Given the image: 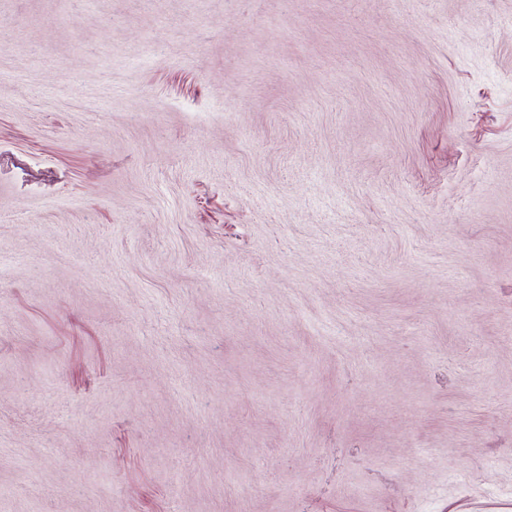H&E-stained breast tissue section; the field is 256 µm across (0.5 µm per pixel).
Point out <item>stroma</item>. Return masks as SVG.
Wrapping results in <instances>:
<instances>
[{"label":"stroma","mask_w":512,"mask_h":512,"mask_svg":"<svg viewBox=\"0 0 512 512\" xmlns=\"http://www.w3.org/2000/svg\"><path fill=\"white\" fill-rule=\"evenodd\" d=\"M0 512H512V0H0Z\"/></svg>","instance_id":"obj_1"}]
</instances>
